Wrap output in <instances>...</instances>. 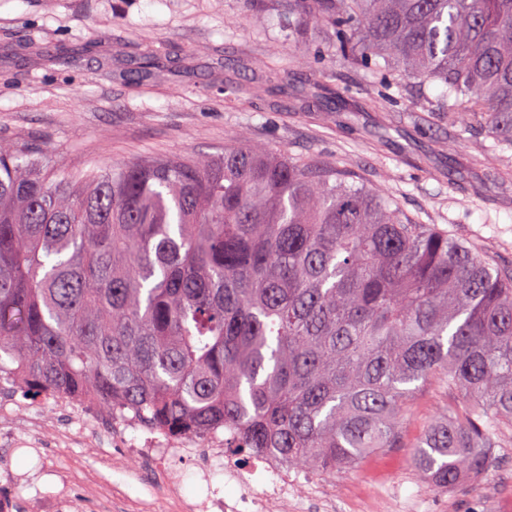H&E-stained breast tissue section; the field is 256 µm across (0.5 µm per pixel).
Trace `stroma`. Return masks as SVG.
<instances>
[{
    "label": "stroma",
    "mask_w": 512,
    "mask_h": 512,
    "mask_svg": "<svg viewBox=\"0 0 512 512\" xmlns=\"http://www.w3.org/2000/svg\"><path fill=\"white\" fill-rule=\"evenodd\" d=\"M350 29L289 20L288 0H0V140L51 150L69 170L183 150L223 152L239 137L335 163L417 224H435L512 270V150L449 123L441 83L404 87L380 58L352 67L336 51ZM17 438L39 426L52 468L17 484L25 512H47L62 481L134 512L167 498L148 465L92 439L58 447L50 406L13 390ZM453 394L426 389L403 445L357 468L309 476L298 512H512V438L480 484L432 491L413 461L422 421Z\"/></svg>",
    "instance_id": "1"
}]
</instances>
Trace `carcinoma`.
<instances>
[{
	"instance_id": "1",
	"label": "carcinoma",
	"mask_w": 512,
	"mask_h": 512,
	"mask_svg": "<svg viewBox=\"0 0 512 512\" xmlns=\"http://www.w3.org/2000/svg\"><path fill=\"white\" fill-rule=\"evenodd\" d=\"M355 24L372 57L439 82L512 145V0H288ZM31 398L90 395L185 438L236 428L319 474L402 444L422 388L458 398L423 424L433 491L488 474L512 434V271L415 224L339 166L245 139L66 172L0 141V371Z\"/></svg>"
}]
</instances>
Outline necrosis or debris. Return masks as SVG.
Returning a JSON list of instances; mask_svg holds the SVG:
<instances>
[{"mask_svg":"<svg viewBox=\"0 0 512 512\" xmlns=\"http://www.w3.org/2000/svg\"><path fill=\"white\" fill-rule=\"evenodd\" d=\"M54 407L66 418L63 426L64 443H72L83 436L78 425L80 415H88L101 422L95 432L100 447L120 448L126 454L159 467L165 474L169 488L178 485V469L174 458H186L196 448H207L210 461L223 464L228 481L235 483L239 491L232 496L205 489L203 495L177 502L179 512H277L278 506L288 505L293 486L299 481L287 460L269 450L254 456L247 465L227 463V453L236 440L233 429L212 427L192 437L175 440L166 434L146 427L141 414L130 407L101 408L86 398H61L54 400Z\"/></svg>","mask_w":512,"mask_h":512,"instance_id":"4bbe7bcc","label":"necrosis or debris"}]
</instances>
